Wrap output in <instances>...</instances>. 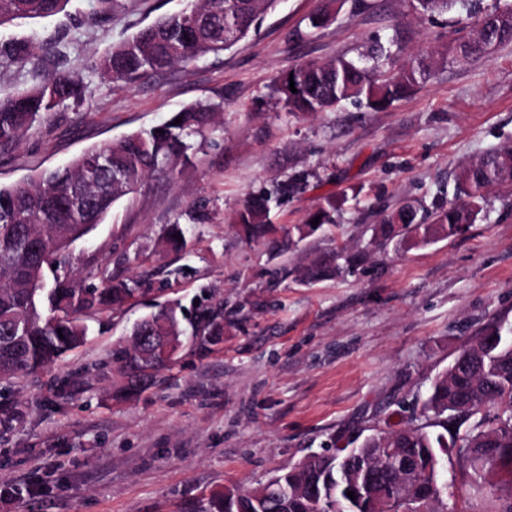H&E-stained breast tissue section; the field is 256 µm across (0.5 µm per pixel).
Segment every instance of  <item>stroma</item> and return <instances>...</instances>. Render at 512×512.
I'll return each instance as SVG.
<instances>
[{
  "label": "stroma",
  "mask_w": 512,
  "mask_h": 512,
  "mask_svg": "<svg viewBox=\"0 0 512 512\" xmlns=\"http://www.w3.org/2000/svg\"><path fill=\"white\" fill-rule=\"evenodd\" d=\"M190 0H70L48 18L0 27V42L47 44L0 67V97L54 77L90 73L98 56ZM327 24L309 31L320 10ZM457 13L420 15L408 0H281L258 31L218 56L175 66L128 89L92 78L70 106L0 149V184L65 166L84 150L166 121L196 101L220 103L221 129L181 173L155 174L118 200L65 255L76 280L92 271L141 275L157 289L137 305L89 315L88 342L34 375L0 383V512H191L217 490L253 486L315 452L351 447L419 413L428 390L485 324H512V189L495 186L476 224L425 246L371 244L383 216L407 201H455L460 170L512 141V44L437 68L381 110L345 103L293 116L271 98L276 78L306 61L357 58L394 43L396 61L437 53ZM308 173L274 224L305 223L320 196L353 186L335 225L288 253L248 240L230 217L246 196ZM187 230V254L159 252L163 228ZM359 261L308 284L297 269L332 247ZM185 265L178 285L167 269ZM224 305V341L185 338L178 363L138 397L115 396L112 358L133 322L179 300ZM459 512H503L512 479L476 478L444 460Z\"/></svg>",
  "instance_id": "obj_1"
}]
</instances>
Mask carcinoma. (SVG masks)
<instances>
[{
    "label": "carcinoma",
    "mask_w": 512,
    "mask_h": 512,
    "mask_svg": "<svg viewBox=\"0 0 512 512\" xmlns=\"http://www.w3.org/2000/svg\"><path fill=\"white\" fill-rule=\"evenodd\" d=\"M69 0H0V26L18 18H45ZM278 0H197V26L183 35L182 18L165 16L112 47L92 65L117 87H130L173 65H190L207 55H220L256 32L264 15ZM422 14L466 9V0H416ZM512 43V8L491 12L469 30L462 27L451 46V57L416 58L397 70L392 52L375 45L357 60L338 56L326 63H300L274 81L272 96L291 115L327 112L354 101L382 109L412 93L433 68L447 60L469 62L484 56L490 44ZM31 40L0 42V66L21 65L34 55ZM294 85L293 93L289 85ZM84 99L83 81L62 74L22 92L0 98V147L19 142L42 122L69 104ZM220 104L191 103L159 125L130 133L85 150L62 168L45 169L17 183L0 186V374L10 379L35 374L88 341L84 314L116 312L137 303L151 291L148 278L105 277L99 283H77L66 269L64 252L87 235L112 210L155 173L184 169L196 143L216 126ZM182 122L174 124V119ZM460 201L435 205L431 223L419 208L404 205L375 226L381 245L410 241L426 245L460 233L483 211L485 192L492 185L512 182V146H502L465 166L457 177ZM305 173L273 183L251 194L234 216L250 239L277 233L271 213L282 197L307 187ZM340 202L323 197L305 223L283 237V250L336 223ZM320 217L319 224L311 221ZM163 247L180 253L187 247L178 224L162 234ZM338 249L304 267L301 280L315 282L351 264ZM178 311L160 312L132 324L151 325L155 335L168 336ZM193 337L204 346L224 340V315L214 306L199 305ZM508 324H488L464 346L433 381L420 414L402 426L366 436L355 450L313 453L295 467L250 487L226 488L212 494L195 512H448L443 456L448 449L469 463L474 473L483 467L490 448L496 466L512 471V342ZM178 353L161 351L147 338H131L114 361L121 383L117 396L139 395L160 380L177 362ZM476 419L472 429H450L459 420ZM376 466L385 478L403 484V501L388 504L377 481L365 474ZM354 493L350 499L346 492Z\"/></svg>",
    "instance_id": "carcinoma-1"
}]
</instances>
